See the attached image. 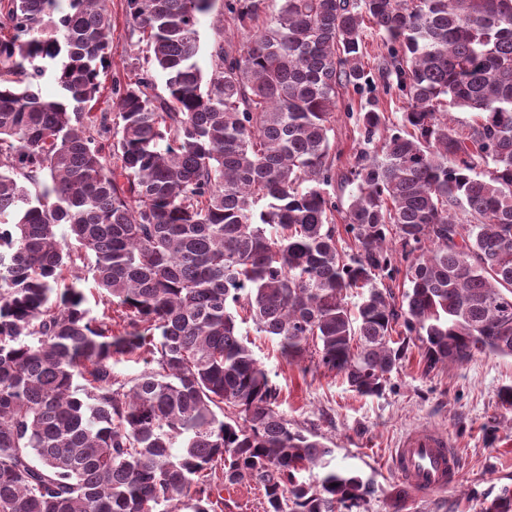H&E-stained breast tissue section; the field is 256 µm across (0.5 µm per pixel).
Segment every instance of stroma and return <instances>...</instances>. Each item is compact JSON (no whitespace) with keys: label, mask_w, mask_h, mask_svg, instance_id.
I'll list each match as a JSON object with an SVG mask.
<instances>
[{"label":"stroma","mask_w":512,"mask_h":512,"mask_svg":"<svg viewBox=\"0 0 512 512\" xmlns=\"http://www.w3.org/2000/svg\"><path fill=\"white\" fill-rule=\"evenodd\" d=\"M112 15V69L101 73L103 85L124 78L126 66L141 57L137 38L126 22V0H108ZM341 109L331 134L337 171L348 169L360 148L354 117L346 104H359L353 90L340 93ZM256 359L280 390L278 409L294 427L321 434L333 450V466L372 481L375 493L366 512H478L480 495L496 494L512 484V408L503 407L499 391L512 385V357L477 353L467 362L451 363L427 373L422 349L410 340L381 396L362 397L342 375L316 361L288 363L276 342L252 339ZM434 427L446 433L461 453L462 473L450 489L426 497L408 495L397 507L401 483L390 467L391 450L407 431ZM476 499H468V492Z\"/></svg>","instance_id":"1"}]
</instances>
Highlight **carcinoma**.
<instances>
[{
    "label": "carcinoma",
    "mask_w": 512,
    "mask_h": 512,
    "mask_svg": "<svg viewBox=\"0 0 512 512\" xmlns=\"http://www.w3.org/2000/svg\"><path fill=\"white\" fill-rule=\"evenodd\" d=\"M215 2L126 0L151 67L95 112L106 0H0V512H216L246 484L265 512H360L371 483L277 409L237 307L288 363L313 346L365 397L408 336L428 373L512 357V0H274L238 48L215 39L205 72ZM268 2L224 14L246 28ZM368 24L404 112L360 103L364 147L340 175L330 132L339 91L368 82ZM444 106L473 122L448 127ZM338 182L356 187L350 254ZM480 512H512V487ZM222 1L224 0H218L213 12L203 17L198 25L199 53L197 59L199 65L205 72L208 71L210 66V46L222 29L221 24L218 22V19L221 17L220 13L222 12Z\"/></svg>",
    "instance_id": "obj_1"
}]
</instances>
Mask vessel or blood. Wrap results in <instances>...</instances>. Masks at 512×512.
<instances>
[{
	"mask_svg": "<svg viewBox=\"0 0 512 512\" xmlns=\"http://www.w3.org/2000/svg\"><path fill=\"white\" fill-rule=\"evenodd\" d=\"M460 469L458 450L435 428L406 432L392 452L393 472L419 496L450 488Z\"/></svg>",
	"mask_w": 512,
	"mask_h": 512,
	"instance_id": "vessel-or-blood-1",
	"label": "vessel or blood"
}]
</instances>
